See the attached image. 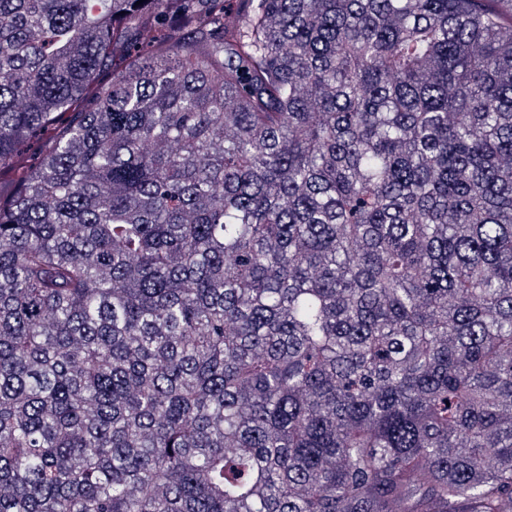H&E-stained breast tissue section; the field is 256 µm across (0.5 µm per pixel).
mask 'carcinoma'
<instances>
[{
    "mask_svg": "<svg viewBox=\"0 0 512 512\" xmlns=\"http://www.w3.org/2000/svg\"><path fill=\"white\" fill-rule=\"evenodd\" d=\"M224 2L0 0V512H512V0Z\"/></svg>",
    "mask_w": 512,
    "mask_h": 512,
    "instance_id": "obj_1",
    "label": "carcinoma"
}]
</instances>
